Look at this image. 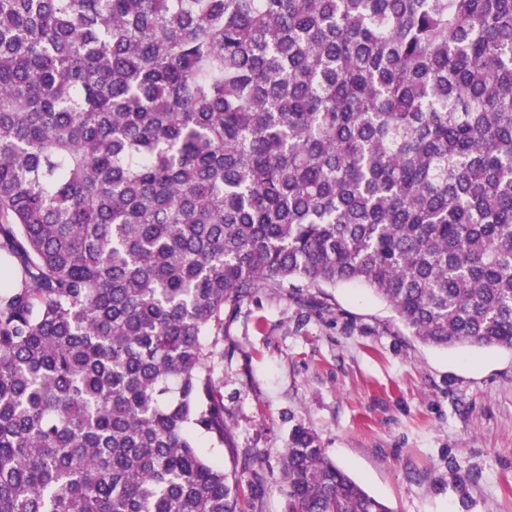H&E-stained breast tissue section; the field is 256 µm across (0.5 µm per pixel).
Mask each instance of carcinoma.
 <instances>
[{
  "label": "carcinoma",
  "mask_w": 512,
  "mask_h": 512,
  "mask_svg": "<svg viewBox=\"0 0 512 512\" xmlns=\"http://www.w3.org/2000/svg\"><path fill=\"white\" fill-rule=\"evenodd\" d=\"M0 512H249L224 313L360 283L512 350V0H0ZM284 512H393L292 430Z\"/></svg>",
  "instance_id": "obj_1"
}]
</instances>
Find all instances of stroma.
Returning <instances> with one entry per match:
<instances>
[{"instance_id": "obj_1", "label": "stroma", "mask_w": 512, "mask_h": 512, "mask_svg": "<svg viewBox=\"0 0 512 512\" xmlns=\"http://www.w3.org/2000/svg\"><path fill=\"white\" fill-rule=\"evenodd\" d=\"M259 290L226 320L224 417L209 456L282 512L273 474L296 425L393 512H512V351L422 343L357 284ZM261 460L264 479L252 462Z\"/></svg>"}]
</instances>
